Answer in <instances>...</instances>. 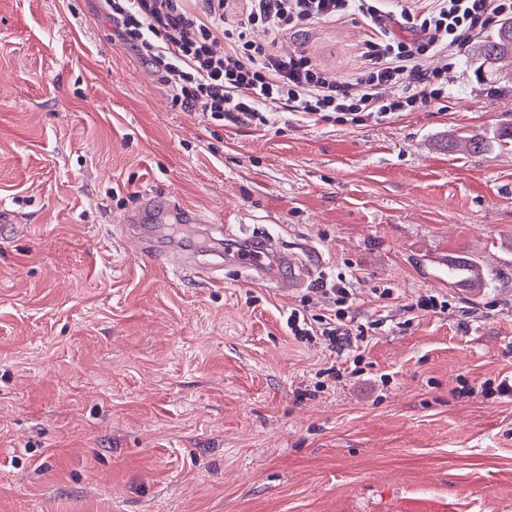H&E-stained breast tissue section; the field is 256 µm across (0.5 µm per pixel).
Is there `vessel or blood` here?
Wrapping results in <instances>:
<instances>
[{"mask_svg":"<svg viewBox=\"0 0 512 512\" xmlns=\"http://www.w3.org/2000/svg\"><path fill=\"white\" fill-rule=\"evenodd\" d=\"M157 208L175 224H205L209 218L197 209H194L179 198L177 194H169L164 200L155 197H145L139 210L132 211L123 217V232L125 237L138 243L141 255L148 257L155 264L175 270L179 274H202L197 254L187 252L179 246L157 244L141 225L142 211ZM294 265L293 275L286 280L280 279L276 268L280 263ZM240 264L250 271L253 279L274 286L276 291L285 292L303 287L308 280L310 270L300 264L298 258L281 251L275 240L263 238L262 245L251 255L241 258Z\"/></svg>","mask_w":512,"mask_h":512,"instance_id":"b4317fda","label":"vessel or blood"}]
</instances>
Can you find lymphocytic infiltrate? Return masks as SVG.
Returning a JSON list of instances; mask_svg holds the SVG:
<instances>
[{
	"mask_svg": "<svg viewBox=\"0 0 512 512\" xmlns=\"http://www.w3.org/2000/svg\"><path fill=\"white\" fill-rule=\"evenodd\" d=\"M119 42L158 69L185 111L212 121L237 112L265 122L281 110L319 115L338 112L354 121L412 112L448 93V76L463 48L491 18L511 16L512 0H103ZM359 16L372 31L367 66L352 82H339L306 50L279 51V39L303 26ZM261 27L268 41L251 39ZM437 57L427 67L428 57ZM400 94L386 95V87ZM356 275L320 276L316 287L332 294L336 310L308 315L294 308L286 317L298 342L327 337L331 346L353 338L349 310L357 300Z\"/></svg>",
	"mask_w": 512,
	"mask_h": 512,
	"instance_id": "1",
	"label": "lymphocytic infiltrate"
}]
</instances>
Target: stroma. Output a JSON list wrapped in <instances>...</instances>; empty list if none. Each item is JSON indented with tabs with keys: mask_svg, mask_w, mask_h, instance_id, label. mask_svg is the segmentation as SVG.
Masks as SVG:
<instances>
[{
	"mask_svg": "<svg viewBox=\"0 0 512 512\" xmlns=\"http://www.w3.org/2000/svg\"><path fill=\"white\" fill-rule=\"evenodd\" d=\"M113 33L101 0H0V512H512V400L480 391L512 376V146L446 147L512 126V60L466 50L447 98L383 121L218 124ZM366 35L348 16L305 48L350 81ZM146 191L223 226L184 249L250 231L356 271V374L285 331L331 307L311 285L143 260L120 221Z\"/></svg>",
	"mask_w": 512,
	"mask_h": 512,
	"instance_id": "1",
	"label": "stroma"
}]
</instances>
